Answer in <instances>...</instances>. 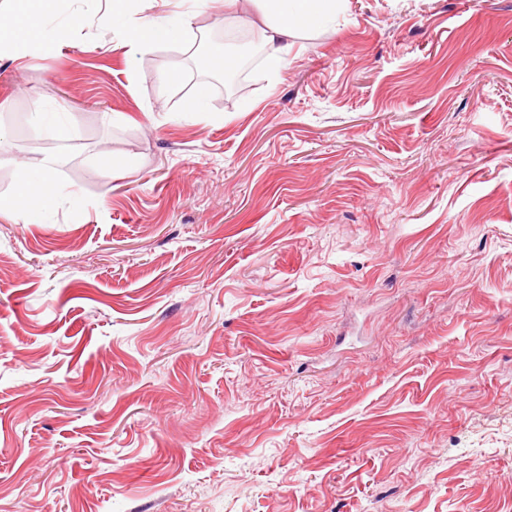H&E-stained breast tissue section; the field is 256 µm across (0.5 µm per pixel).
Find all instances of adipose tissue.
Wrapping results in <instances>:
<instances>
[{"label":"adipose tissue","instance_id":"1","mask_svg":"<svg viewBox=\"0 0 512 512\" xmlns=\"http://www.w3.org/2000/svg\"><path fill=\"white\" fill-rule=\"evenodd\" d=\"M267 22L264 44L268 62L279 67L291 48V39L303 29L335 22L341 0H256ZM189 14L168 22L132 24L127 20L123 0H113L110 13L103 17L107 27L123 29L133 48L177 46L187 30ZM47 44L44 22L39 13L15 4L9 13L0 14V54L42 49ZM62 194L51 174L49 161L26 166L21 175V190L11 200L0 201V212L22 211L30 224H47L51 209Z\"/></svg>","mask_w":512,"mask_h":512}]
</instances>
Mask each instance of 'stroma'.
Listing matches in <instances>:
<instances>
[{
    "mask_svg": "<svg viewBox=\"0 0 512 512\" xmlns=\"http://www.w3.org/2000/svg\"><path fill=\"white\" fill-rule=\"evenodd\" d=\"M108 8L0 57V198L64 189L0 213V512H512V0H342L237 94L253 0ZM126 0H114L112 12L103 16L104 24L109 28H121L125 31L129 43L134 49L168 45L177 46L183 34L188 30L189 19L194 12L180 14L168 22H145L130 24L122 3ZM50 161L28 165L21 175V190L11 200L0 201V212L21 210L26 223H52L51 209L62 194V187L51 174Z\"/></svg>",
    "mask_w": 512,
    "mask_h": 512,
    "instance_id": "obj_1",
    "label": "stroma"
}]
</instances>
